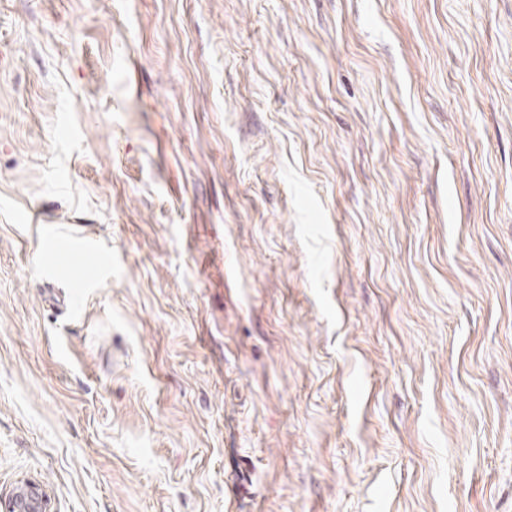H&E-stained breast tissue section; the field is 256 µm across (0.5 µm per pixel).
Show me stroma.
I'll return each mask as SVG.
<instances>
[{
  "label": "stroma",
  "mask_w": 512,
  "mask_h": 512,
  "mask_svg": "<svg viewBox=\"0 0 512 512\" xmlns=\"http://www.w3.org/2000/svg\"><path fill=\"white\" fill-rule=\"evenodd\" d=\"M31 483L512 512V0H0V512Z\"/></svg>",
  "instance_id": "obj_1"
}]
</instances>
